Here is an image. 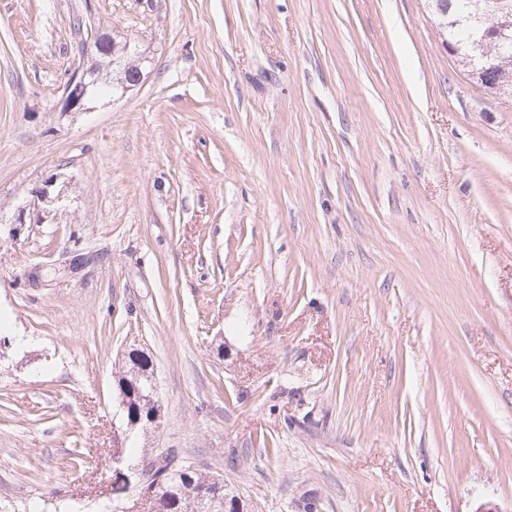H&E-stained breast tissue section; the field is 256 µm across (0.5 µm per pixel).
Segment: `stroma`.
Listing matches in <instances>:
<instances>
[{"label": "stroma", "instance_id": "obj_1", "mask_svg": "<svg viewBox=\"0 0 512 512\" xmlns=\"http://www.w3.org/2000/svg\"><path fill=\"white\" fill-rule=\"evenodd\" d=\"M112 30L144 81L63 111ZM0 335V512H125L130 443L247 512H512V98L427 0H0ZM63 179V180H62ZM61 186L53 194L49 188L56 186L58 181ZM68 178L63 172H59L44 187L36 188L30 191V197L25 203L18 207L12 223L27 224H54L52 222L57 219V213L62 209L67 200L66 189ZM151 383V389L147 396L141 398L142 402H146L144 409L138 411L137 417L128 420L129 432L134 430L139 424L146 422L148 426H156L161 416V404L159 400L157 384L155 381L154 373L149 377V381L146 377L142 376L139 380V389L147 394Z\"/></svg>", "mask_w": 512, "mask_h": 512}]
</instances>
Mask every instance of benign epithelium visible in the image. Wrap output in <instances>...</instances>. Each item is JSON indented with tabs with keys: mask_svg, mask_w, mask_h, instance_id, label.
I'll use <instances>...</instances> for the list:
<instances>
[{
	"mask_svg": "<svg viewBox=\"0 0 512 512\" xmlns=\"http://www.w3.org/2000/svg\"><path fill=\"white\" fill-rule=\"evenodd\" d=\"M473 27L479 34L481 50L468 58V76L479 78L488 70V48L494 43L512 40V6L507 0H497L496 6L476 11ZM130 42L127 38L116 34H102L85 42L80 48L82 66L73 74L63 92L65 110H82L88 98L98 93L100 86L105 84L112 89L129 90L144 80L143 65L149 56L143 51L128 55ZM68 178L61 172L45 186L30 191V197L18 207L13 223L45 224L57 219V213L67 200L66 189ZM59 186L55 192L50 188ZM151 389L148 395L141 398L145 402L144 409L138 411L137 417L128 420L129 429L139 424L148 426L158 424L161 416L155 377H149ZM115 477L112 491L121 496L131 487L130 477L119 467L122 459L115 458ZM168 479V472L163 470L153 478L140 476L137 481L136 508L132 512H142L152 502L156 489Z\"/></svg>",
	"mask_w": 512,
	"mask_h": 512,
	"instance_id": "7a95c632",
	"label": "benign epithelium"
}]
</instances>
